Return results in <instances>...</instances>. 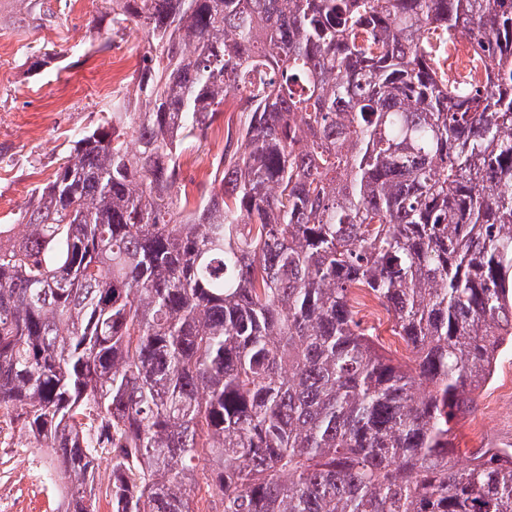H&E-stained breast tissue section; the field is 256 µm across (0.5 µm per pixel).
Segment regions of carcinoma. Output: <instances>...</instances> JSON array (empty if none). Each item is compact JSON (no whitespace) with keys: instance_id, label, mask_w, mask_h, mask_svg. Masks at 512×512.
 <instances>
[{"instance_id":"1","label":"carcinoma","mask_w":512,"mask_h":512,"mask_svg":"<svg viewBox=\"0 0 512 512\" xmlns=\"http://www.w3.org/2000/svg\"><path fill=\"white\" fill-rule=\"evenodd\" d=\"M103 4L137 76L0 224V415L65 512L103 454L112 512H512V448L450 458L512 344V0ZM430 43L438 52L441 70L450 82L478 83L484 80L482 67L474 61L475 44L472 38L454 36L448 41L440 35V39L434 37ZM361 315L364 316L363 319L368 326L376 328V333L379 335L377 336L378 340L388 355L399 360L406 359L410 356L409 351L399 336H393L391 332V322L382 308L378 306L377 310L374 311V316L367 314V317H365L363 312ZM402 347L405 348L407 352H404Z\"/></svg>"}]
</instances>
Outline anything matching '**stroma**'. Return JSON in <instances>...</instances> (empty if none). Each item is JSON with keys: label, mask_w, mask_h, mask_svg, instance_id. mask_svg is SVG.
<instances>
[{"label": "stroma", "mask_w": 512, "mask_h": 512, "mask_svg": "<svg viewBox=\"0 0 512 512\" xmlns=\"http://www.w3.org/2000/svg\"><path fill=\"white\" fill-rule=\"evenodd\" d=\"M103 13L100 0H0V224L30 206L32 189L53 174L76 134L111 110L138 68L142 39L118 35L112 49H97ZM52 43L68 49L67 68L36 65ZM453 443L457 460L477 448H512V347L457 419ZM49 464L47 449L9 424L0 441V512H60L62 497L37 479Z\"/></svg>", "instance_id": "obj_1"}]
</instances>
